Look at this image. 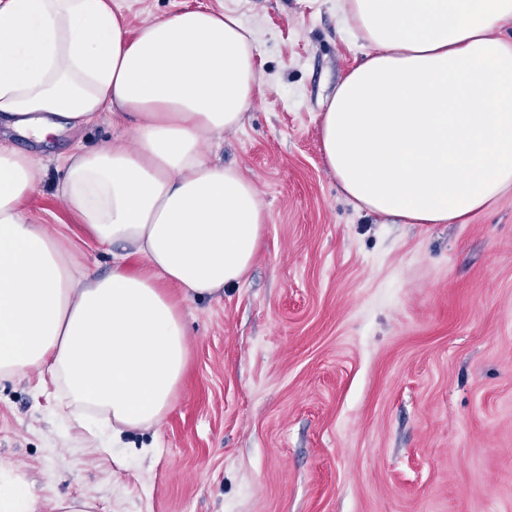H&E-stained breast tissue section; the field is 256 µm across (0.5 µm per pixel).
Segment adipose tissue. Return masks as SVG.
Here are the masks:
<instances>
[{
  "label": "adipose tissue",
  "mask_w": 512,
  "mask_h": 512,
  "mask_svg": "<svg viewBox=\"0 0 512 512\" xmlns=\"http://www.w3.org/2000/svg\"><path fill=\"white\" fill-rule=\"evenodd\" d=\"M365 59L328 96L320 141L359 208L403 224L466 223L512 187V0H343ZM233 13L184 10L130 32L112 0H0V125L74 146L58 188L99 245L76 260L27 203L36 158L0 137V381L48 373L77 424L113 439L159 425L187 362L170 295L243 282L267 222L256 184L201 146L238 130L260 90Z\"/></svg>",
  "instance_id": "obj_1"
}]
</instances>
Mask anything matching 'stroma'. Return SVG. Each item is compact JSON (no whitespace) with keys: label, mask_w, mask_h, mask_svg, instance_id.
Listing matches in <instances>:
<instances>
[{"label":"stroma","mask_w":512,"mask_h":512,"mask_svg":"<svg viewBox=\"0 0 512 512\" xmlns=\"http://www.w3.org/2000/svg\"><path fill=\"white\" fill-rule=\"evenodd\" d=\"M130 31L186 8L251 32L262 92L210 157L267 213L247 278L182 303L173 410L112 447L38 373L0 381L5 478L98 512H512V190L464 224H389L356 208L318 139L323 104L365 52L336 0H112ZM102 114L36 156L32 212L82 262L112 258L55 197Z\"/></svg>","instance_id":"1"}]
</instances>
